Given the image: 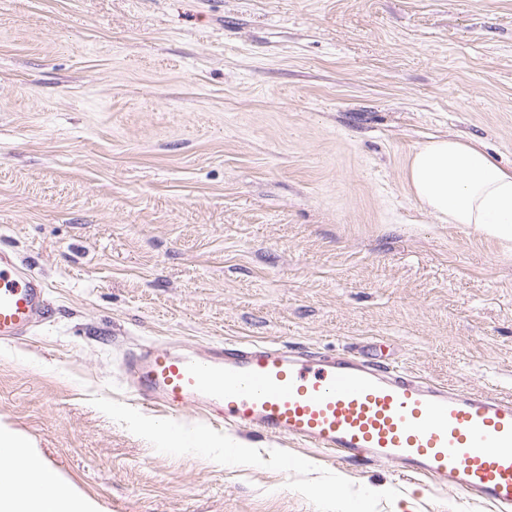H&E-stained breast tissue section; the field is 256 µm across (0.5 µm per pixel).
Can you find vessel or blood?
<instances>
[{
    "label": "vessel or blood",
    "instance_id": "b4317fda",
    "mask_svg": "<svg viewBox=\"0 0 512 512\" xmlns=\"http://www.w3.org/2000/svg\"><path fill=\"white\" fill-rule=\"evenodd\" d=\"M45 282L0 252V341L50 319ZM123 378L143 405L330 454L386 460L468 500L512 512V397L464 394L351 354L224 340L149 343Z\"/></svg>",
    "mask_w": 512,
    "mask_h": 512
}]
</instances>
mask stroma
I'll return each instance as SVG.
<instances>
[{
    "mask_svg": "<svg viewBox=\"0 0 512 512\" xmlns=\"http://www.w3.org/2000/svg\"><path fill=\"white\" fill-rule=\"evenodd\" d=\"M434 137L512 166V0H0V249L55 310L0 343V427L92 512H492L259 437L156 447L122 377L234 339L512 396V250L410 194Z\"/></svg>",
    "mask_w": 512,
    "mask_h": 512,
    "instance_id": "1",
    "label": "stroma"
}]
</instances>
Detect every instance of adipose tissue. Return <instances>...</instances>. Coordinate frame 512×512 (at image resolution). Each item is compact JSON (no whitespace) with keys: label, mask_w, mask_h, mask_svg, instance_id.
<instances>
[{"label":"adipose tissue","mask_w":512,"mask_h":512,"mask_svg":"<svg viewBox=\"0 0 512 512\" xmlns=\"http://www.w3.org/2000/svg\"><path fill=\"white\" fill-rule=\"evenodd\" d=\"M406 176L413 195L440 220L512 243V167L496 164L478 145L450 138L429 140L411 154ZM143 429L161 448L205 452L218 445L212 435H192L172 422L148 421ZM17 461L22 463L32 490L8 486L10 470ZM0 512L87 510L43 469L37 455L24 451L12 431L0 427Z\"/></svg>","instance_id":"adipose-tissue-1"}]
</instances>
